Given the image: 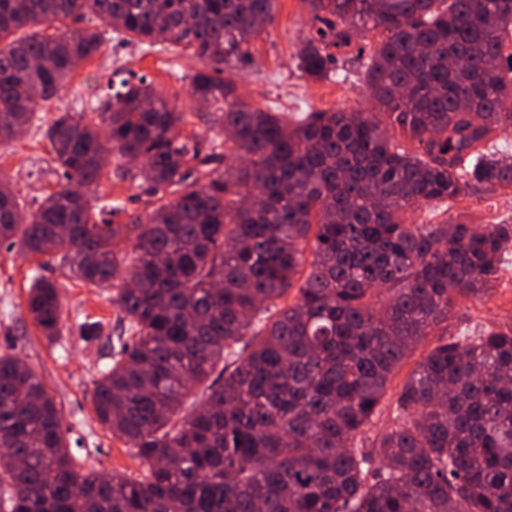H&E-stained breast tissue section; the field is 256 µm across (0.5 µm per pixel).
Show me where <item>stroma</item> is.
<instances>
[{
	"instance_id": "obj_1",
	"label": "stroma",
	"mask_w": 512,
	"mask_h": 512,
	"mask_svg": "<svg viewBox=\"0 0 512 512\" xmlns=\"http://www.w3.org/2000/svg\"><path fill=\"white\" fill-rule=\"evenodd\" d=\"M309 28L310 15L304 0H277L273 25L253 41L252 62L240 70L239 92L254 106L281 113L289 121L323 110L373 111L361 72L371 47L382 38L381 31L361 33L355 47L340 54L336 76L312 81L301 77L296 68L297 46ZM197 66L196 59L179 45L146 50L137 44L121 43L116 37L107 39L104 53L81 63L58 96L37 113L31 126L12 143L0 146V174L10 178L21 201L28 205L57 190L60 179L45 137L55 113L90 109L103 97L109 83L134 75L146 76L178 111L184 112L182 134L196 135L202 153L214 155L215 166H223L233 155V145L213 123L209 108L190 95V77ZM88 193L100 204L119 203L120 210L112 217L116 224L146 217L151 210L147 196L137 185L110 175L103 176ZM458 214L474 224L512 222V187L493 191L477 188L454 201L422 206L408 213L406 221L436 224ZM36 267V259L0 247V354L18 356L41 378L62 412L63 428L80 471L94 469L120 476L139 472V463L130 449L97 421L92 407V381L106 362L117 334L115 308L99 289L69 278L60 268L45 269V277L59 286L65 323L62 336L48 341L26 313L28 286ZM80 319L102 323V335H82L76 325ZM511 322L512 265L507 263L489 297L480 302L459 300L447 325L439 327L437 336L427 337L401 365L380 413L359 437L365 451L375 452L392 424L393 405L403 383L438 337L458 339Z\"/></svg>"
}]
</instances>
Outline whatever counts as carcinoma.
I'll return each mask as SVG.
<instances>
[{"instance_id":"obj_1","label":"carcinoma","mask_w":512,"mask_h":512,"mask_svg":"<svg viewBox=\"0 0 512 512\" xmlns=\"http://www.w3.org/2000/svg\"><path fill=\"white\" fill-rule=\"evenodd\" d=\"M274 2L0 0V145L111 30L192 50V95L215 107L239 159L208 168L179 133L184 114L141 77L91 112L57 113L45 137L66 184L36 210L0 177V246L51 257L117 309L93 411L141 467L78 471L56 402L3 353L0 512H512V326L440 341L418 362L378 474L357 443L405 359L459 299L486 296L512 254V224L404 219L477 185L512 186V161L478 149L512 126V0H308L301 74L327 79L331 49L386 33L367 84L418 154L375 112H311L291 126L238 94L224 71L250 63ZM87 15L104 31L67 24ZM111 151L139 160L113 175L152 198L146 218L96 220L115 209L81 188ZM26 310L48 340L62 335L56 282L33 277Z\"/></svg>"}]
</instances>
